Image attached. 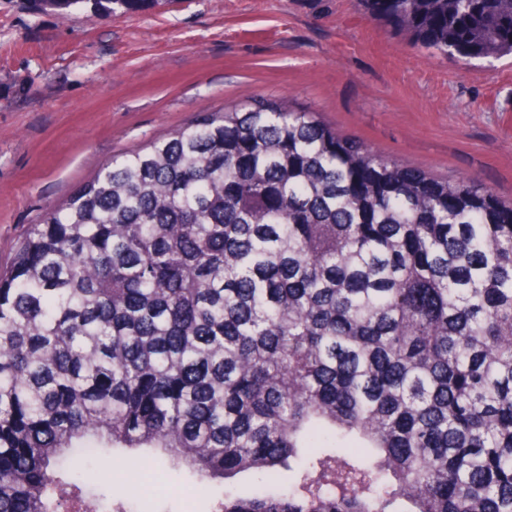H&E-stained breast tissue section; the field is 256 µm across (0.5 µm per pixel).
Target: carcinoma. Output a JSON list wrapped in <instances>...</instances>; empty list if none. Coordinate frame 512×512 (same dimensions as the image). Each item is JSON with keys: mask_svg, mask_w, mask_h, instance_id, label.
<instances>
[{"mask_svg": "<svg viewBox=\"0 0 512 512\" xmlns=\"http://www.w3.org/2000/svg\"><path fill=\"white\" fill-rule=\"evenodd\" d=\"M360 2L433 57H512V0ZM118 449L196 491L257 475L208 512H512V201L285 99L112 157L0 269V512H129L86 477Z\"/></svg>", "mask_w": 512, "mask_h": 512, "instance_id": "1", "label": "carcinoma"}]
</instances>
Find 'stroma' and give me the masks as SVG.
<instances>
[{
  "mask_svg": "<svg viewBox=\"0 0 512 512\" xmlns=\"http://www.w3.org/2000/svg\"><path fill=\"white\" fill-rule=\"evenodd\" d=\"M284 98L383 154L512 198V59L429 57L356 0H167L140 14L0 0V265L112 155L200 113ZM116 455L135 512H203L177 471Z\"/></svg>",
  "mask_w": 512,
  "mask_h": 512,
  "instance_id": "obj_1",
  "label": "stroma"
}]
</instances>
